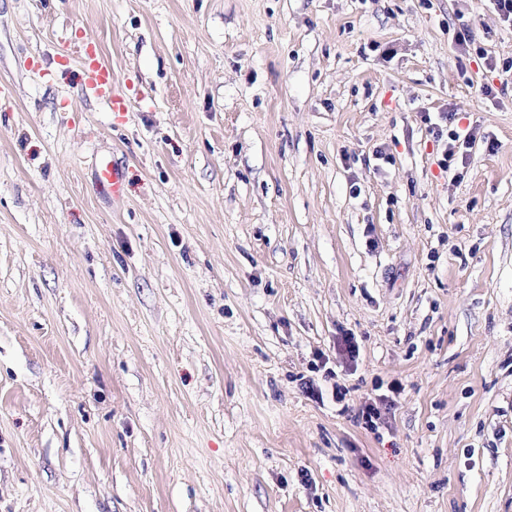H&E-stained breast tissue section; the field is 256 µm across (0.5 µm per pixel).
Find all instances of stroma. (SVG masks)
Here are the masks:
<instances>
[{
  "mask_svg": "<svg viewBox=\"0 0 512 512\" xmlns=\"http://www.w3.org/2000/svg\"><path fill=\"white\" fill-rule=\"evenodd\" d=\"M0 512H512L486 0H0ZM85 91L88 96L108 101L112 105L113 112L123 113L129 107L127 99L112 83L111 64L103 58H97L87 65ZM98 188L112 201H120L124 194V172L111 161L102 164L95 174Z\"/></svg>",
  "mask_w": 512,
  "mask_h": 512,
  "instance_id": "35a3bbf8",
  "label": "stroma"
}]
</instances>
